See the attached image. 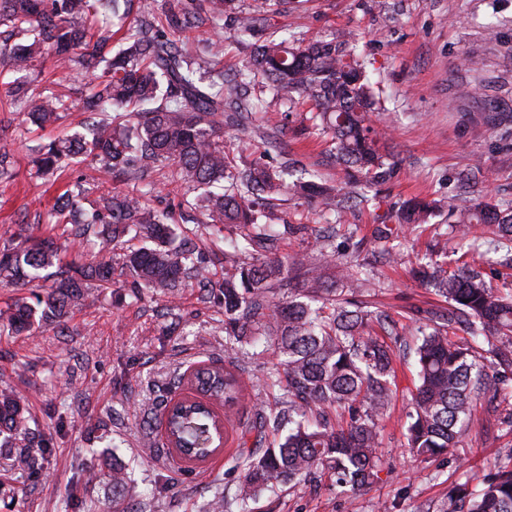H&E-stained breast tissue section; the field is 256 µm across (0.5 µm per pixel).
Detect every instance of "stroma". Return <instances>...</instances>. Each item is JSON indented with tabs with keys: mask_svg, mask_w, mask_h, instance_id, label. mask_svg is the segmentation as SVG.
<instances>
[{
	"mask_svg": "<svg viewBox=\"0 0 512 512\" xmlns=\"http://www.w3.org/2000/svg\"><path fill=\"white\" fill-rule=\"evenodd\" d=\"M282 37L328 40L355 33L387 127L398 173L380 188V206L359 213L353 234L335 245L348 257L384 250L395 262L364 267L377 300L397 325L404 349L395 370L398 390L383 422L379 479L353 492L322 475L317 490L296 486L267 492L250 502L251 512H439L449 486L472 466L512 456V427L503 408L488 400L474 404V419L457 448L444 458L420 462L405 448L402 415L416 367L412 350L418 328L442 305L432 289L415 281L412 267L438 259L454 272L467 263L457 228L446 217L412 231L386 233L382 225L406 200L441 199L461 207L486 201L512 206V0H306L303 8L275 16ZM304 109L270 105L269 125H287L290 152L309 173L343 179L317 131L304 129ZM78 114L47 131L19 138L15 124L0 127V146L12 151L19 170L0 182V243L27 226L48 232L54 197L82 183L95 198L108 180L88 166L65 170L51 181L30 179L28 158L46 137L70 133ZM493 174L476 192L465 193L459 174L474 159ZM127 288L95 293L74 307L65 321L33 336H0V381L35 414L47 446L35 475L0 471V512H112V483L102 454L115 450L127 467L137 497L136 512H206L213 496L224 512H239L243 472L237 467L238 425H224V447L210 461L187 472L166 455L164 429L156 414L163 400L186 395L174 380L201 363L234 361L245 382L239 413L273 403L263 385L273 355L260 344L225 350L224 311L203 302L195 288L177 300ZM150 425L154 447L141 445ZM95 472L93 482L83 473Z\"/></svg>",
	"mask_w": 512,
	"mask_h": 512,
	"instance_id": "35a3bbf8",
	"label": "stroma"
}]
</instances>
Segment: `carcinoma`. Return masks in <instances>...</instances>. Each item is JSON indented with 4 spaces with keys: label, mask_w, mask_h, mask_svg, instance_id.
I'll return each mask as SVG.
<instances>
[{
    "label": "carcinoma",
    "mask_w": 512,
    "mask_h": 512,
    "mask_svg": "<svg viewBox=\"0 0 512 512\" xmlns=\"http://www.w3.org/2000/svg\"><path fill=\"white\" fill-rule=\"evenodd\" d=\"M298 0H0V68L28 75L49 59L60 88H35L15 78L0 82V110L22 116L25 127L44 129L61 120L80 93L85 118L65 138L32 150L29 173L47 176L85 160L115 186L83 207L82 193L54 200L50 222L66 239L91 248L90 258L61 262L56 238L29 232L0 248V282L51 285L34 303L17 301L0 311V332L19 336L61 322L91 288L116 286L176 295L185 287L218 291L229 344L268 343L276 362L263 385L278 393L273 405L254 407L238 422L241 435L278 433L275 444L243 459L241 512L266 491L311 481L327 472L355 490L378 478L381 422L395 386L388 315L371 309L374 284L361 263L336 256V228H349L357 210L377 204L358 193L397 174L386 138L369 114L382 109L367 78L355 37L290 43L268 31L273 14H288ZM130 26L124 45L99 27L106 13ZM256 40L248 65L224 79V19ZM204 34L203 51L192 35ZM262 84L284 105L309 106L306 120L320 131L329 155L347 171V185L297 179L285 184L292 160L282 128L258 134L255 149L276 152L278 165L238 162L224 147V128L246 131L261 109L248 102ZM18 174L14 154L0 151V179ZM182 192L185 224H170L152 204L158 186ZM316 198L334 215L332 224H273L283 192ZM448 211L464 225L467 251L486 234L512 242V206L478 203L445 209L438 200L410 199L396 211L397 224H426ZM228 226L224 276L215 278L198 231L188 224ZM314 237L315 254L301 249L281 256L280 239ZM448 309L421 329L414 349L417 380L405 413L407 447L421 462L448 454L472 420L473 402L486 391L489 372L512 399V294L465 266L441 273L438 264L415 270ZM465 336L452 340L456 331ZM208 402L183 400L167 413V430L180 438L171 454L203 462L214 451L213 405L240 401L243 384L234 370L213 365L192 372ZM30 410L0 390V460L11 471L37 473L43 447ZM112 508L136 495L126 467L112 460ZM441 512H512V457L471 471L448 491Z\"/></svg>",
    "instance_id": "carcinoma-1"
}]
</instances>
